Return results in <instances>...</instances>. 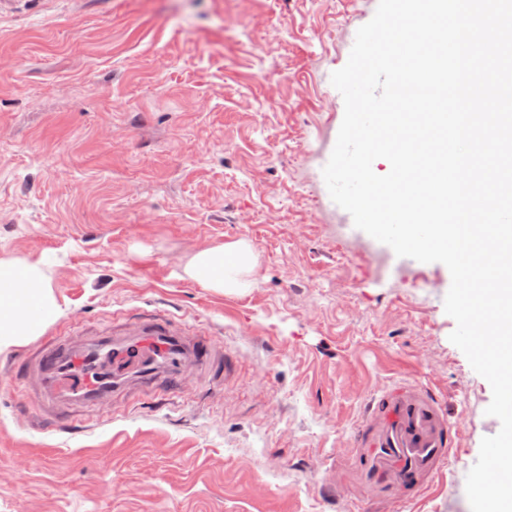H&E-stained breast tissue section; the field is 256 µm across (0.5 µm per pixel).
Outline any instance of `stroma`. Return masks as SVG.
I'll use <instances>...</instances> for the list:
<instances>
[{
	"mask_svg": "<svg viewBox=\"0 0 512 512\" xmlns=\"http://www.w3.org/2000/svg\"><path fill=\"white\" fill-rule=\"evenodd\" d=\"M378 0H30L0 17V260H39L61 312L0 353V512H471L492 390L449 336L448 268L321 221L310 148L337 135L330 77ZM276 75L268 86L263 75ZM248 243L253 285L189 277ZM160 309L213 333L221 367L58 398L38 368ZM418 393L453 425L399 499L369 467Z\"/></svg>",
	"mask_w": 512,
	"mask_h": 512,
	"instance_id": "stroma-1",
	"label": "stroma"
}]
</instances>
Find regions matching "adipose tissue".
I'll return each mask as SVG.
<instances>
[{"mask_svg": "<svg viewBox=\"0 0 512 512\" xmlns=\"http://www.w3.org/2000/svg\"><path fill=\"white\" fill-rule=\"evenodd\" d=\"M256 265L249 245L223 244L197 250L187 271L206 287L226 291L247 287ZM60 312L40 261L0 260V353L42 335Z\"/></svg>", "mask_w": 512, "mask_h": 512, "instance_id": "adipose-tissue-1", "label": "adipose tissue"}]
</instances>
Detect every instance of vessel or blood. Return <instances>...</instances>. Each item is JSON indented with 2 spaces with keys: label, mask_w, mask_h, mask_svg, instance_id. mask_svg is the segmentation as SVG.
<instances>
[{
  "label": "vessel or blood",
  "mask_w": 512,
  "mask_h": 512,
  "mask_svg": "<svg viewBox=\"0 0 512 512\" xmlns=\"http://www.w3.org/2000/svg\"><path fill=\"white\" fill-rule=\"evenodd\" d=\"M135 334V340L126 342L99 339L79 354L72 345L58 341L41 351L39 364L54 384L63 385L65 393L92 399L111 391L113 379L151 370L157 358L175 365L186 349L202 361L212 359L209 333L187 338L182 324L161 312L139 318ZM396 409V425L383 437L377 457L400 458L397 489L400 496L410 497L418 490V475L446 459L449 427L427 399L409 398Z\"/></svg>",
  "instance_id": "obj_1"
}]
</instances>
